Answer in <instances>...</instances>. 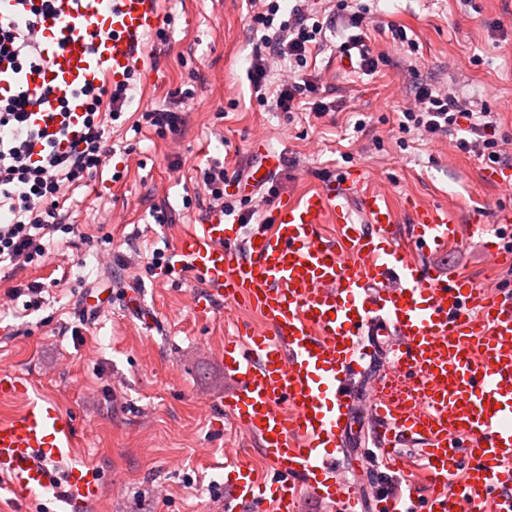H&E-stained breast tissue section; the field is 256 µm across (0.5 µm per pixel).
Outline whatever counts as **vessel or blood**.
<instances>
[{"label": "vessel or blood", "instance_id": "vessel-or-blood-1", "mask_svg": "<svg viewBox=\"0 0 512 512\" xmlns=\"http://www.w3.org/2000/svg\"><path fill=\"white\" fill-rule=\"evenodd\" d=\"M73 0H55L41 24L45 66L0 76V97L54 87L35 124L82 131L77 91L118 83L137 63L142 38L161 22L157 0H95L88 32L63 34ZM357 199L361 217L349 214ZM402 239L393 203L359 175L300 199H281L265 224L245 226L214 212L186 228L173 264L209 298L244 304L261 323L225 339L224 370L236 383L221 406L253 438L271 468L257 479L235 465L224 484L227 512H299L300 489L354 512V485L340 480L338 454L354 410L351 375L378 366L369 430L385 465L399 447L422 442L414 464L423 487L386 498L384 512H512V296L476 287L419 261L462 241L447 209L413 207ZM400 337L398 347L387 336ZM23 380L0 371V397H22ZM75 429L44 398L0 417V476L19 500L54 492L64 504L98 500L102 481L88 463L56 472Z\"/></svg>", "mask_w": 512, "mask_h": 512}]
</instances>
